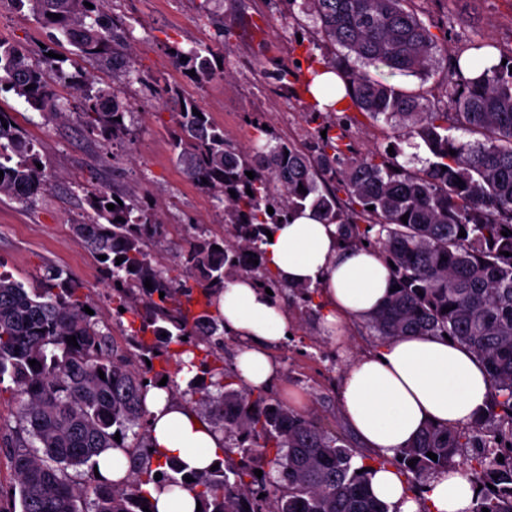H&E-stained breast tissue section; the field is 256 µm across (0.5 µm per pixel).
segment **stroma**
I'll list each match as a JSON object with an SVG mask.
<instances>
[{
  "label": "stroma",
  "mask_w": 512,
  "mask_h": 512,
  "mask_svg": "<svg viewBox=\"0 0 512 512\" xmlns=\"http://www.w3.org/2000/svg\"><path fill=\"white\" fill-rule=\"evenodd\" d=\"M413 7L434 34H447L448 53L438 56L429 72L405 78L409 89L421 90L429 102L444 100L449 57L464 44L491 39L512 49V0H414ZM107 10L129 27L128 48L137 70L133 78L85 63L98 85L122 92L131 112L129 133L103 145L88 136L76 116L44 118L10 93L0 95V108L14 112L19 125L36 143L51 186L35 206L0 196V269L17 281H32L44 266L70 272L90 291L104 320L112 318V296L99 276L91 248L75 234L89 221L88 193L101 188H133L149 197L160 219L171 226L155 248L161 264L180 272V255L188 227L217 231L222 212L176 163L170 148L172 109L159 98L161 89L177 87L183 99L208 112L236 145L250 147L256 137L244 113H261L277 133L304 139L302 101L271 77L281 64L304 58L297 44L300 26L279 10L277 0H107ZM223 39H216V31ZM0 40L34 55L41 45L69 55L71 47L56 30L38 23L28 8L0 0ZM213 47L224 58L223 76L197 81L171 63L169 45ZM377 347L365 323L354 322L342 333L326 332L320 322L293 328L284 344L271 348L278 370L268 391L300 412L315 413L342 436L351 431L343 417L339 390L348 367Z\"/></svg>",
  "instance_id": "stroma-1"
}]
</instances>
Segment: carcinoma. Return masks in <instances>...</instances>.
Segmentation results:
<instances>
[{"label": "carcinoma", "mask_w": 512, "mask_h": 512, "mask_svg": "<svg viewBox=\"0 0 512 512\" xmlns=\"http://www.w3.org/2000/svg\"><path fill=\"white\" fill-rule=\"evenodd\" d=\"M17 2L28 4L73 47L76 72L70 79L87 133L105 146L127 135L130 112L119 91L97 85L79 69V62L93 61L132 75L126 24L105 10L104 0ZM411 2L302 0V12L314 19L308 43L328 51L324 68L342 79L350 98L340 112L322 111L310 91L320 70L310 64L305 72L300 65L278 68L277 83L308 99L310 130L303 145L262 128L259 114L247 112L245 121L267 141L241 149L208 113L194 115L195 104L181 99L177 88L166 89L181 106L172 113V153L194 182L224 204V232L190 225L195 233L181 273L172 276L152 255L168 226L137 191L88 195L94 216L76 232L106 256L101 272L112 291V316L127 323L124 344L98 315L84 311L96 304L64 270L47 266L27 285L0 271V385L10 378L19 397L17 426L0 438L15 481L7 490L0 486V512H143L152 508L151 490L173 487L192 492L201 512H388L367 491V455L325 429L317 416L248 387L224 365L227 332L217 300L227 282L249 277L271 289L272 300L288 298L300 315L320 314L318 288L284 285L263 259L265 230L306 208L337 225L344 247L366 246L389 266L399 290L367 320L379 343L446 334L469 347L490 377L489 401L477 420L454 429L429 424L395 455L378 456V466L395 467L408 485L421 489L431 476L459 467L456 457L467 450L464 472L480 487L473 512H512V55L500 56L506 64L476 79L461 75L456 55L447 101L423 104L400 80L428 71L442 45ZM494 47L480 39L464 51L477 62ZM172 49L174 67L195 71L197 81L224 75L214 50ZM53 51L42 48L31 61L0 41V92L57 118L67 108L48 81L50 72H63L64 60L47 56ZM450 116L475 139L448 134ZM381 121L393 152L356 154L344 144L351 125ZM402 143L427 152L424 169L398 162ZM39 161L35 143L0 108V196L33 204L50 187ZM248 171L255 177L248 178ZM109 204L115 208L107 209ZM244 252L258 264L243 263ZM71 336L78 346L67 343ZM172 361L190 374L183 391L168 369ZM164 377L169 401L187 399L198 417L224 433L219 469L188 471L149 451L146 395ZM113 448L128 457L125 481L90 483L73 473ZM263 462L277 477L254 474Z\"/></svg>", "instance_id": "cac0c4a2"}]
</instances>
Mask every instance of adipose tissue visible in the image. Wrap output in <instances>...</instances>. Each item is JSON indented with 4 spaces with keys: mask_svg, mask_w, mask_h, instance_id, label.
<instances>
[{
    "mask_svg": "<svg viewBox=\"0 0 512 512\" xmlns=\"http://www.w3.org/2000/svg\"><path fill=\"white\" fill-rule=\"evenodd\" d=\"M265 243L271 270L284 283L320 286L325 294V324L339 328L378 311L390 293V272L370 249H342L337 227L313 211L288 224L271 227ZM219 311L228 333L245 345L237 360L244 382L255 389L268 384L276 365L268 353L284 342L292 324L284 309L253 281L236 278L224 287ZM489 376L466 347L438 336H404L357 360L343 379L341 408L364 447L392 454L410 444L428 424L454 428L484 409ZM151 434L162 457H174L187 469L204 470L218 461L224 436L183 404L168 402L165 391L147 398ZM374 496L389 512H471L477 489L462 472L434 475L423 500L413 499L395 468L376 469Z\"/></svg>",
    "mask_w": 512,
    "mask_h": 512,
    "instance_id": "ef3b65f1",
    "label": "adipose tissue"
}]
</instances>
